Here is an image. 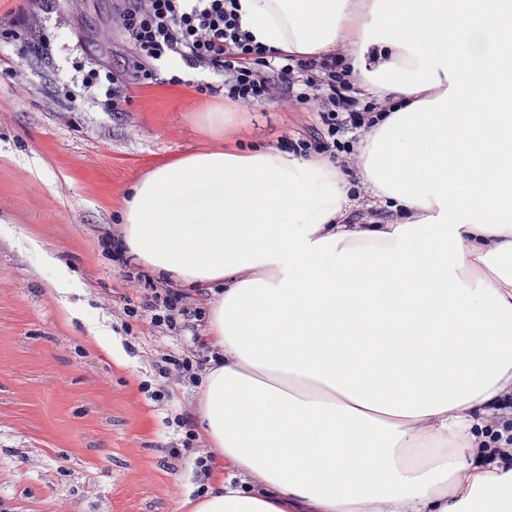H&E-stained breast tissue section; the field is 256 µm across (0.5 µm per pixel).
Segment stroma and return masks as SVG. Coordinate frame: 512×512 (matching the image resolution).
I'll return each instance as SVG.
<instances>
[{
  "mask_svg": "<svg viewBox=\"0 0 512 512\" xmlns=\"http://www.w3.org/2000/svg\"><path fill=\"white\" fill-rule=\"evenodd\" d=\"M121 0H0V512H178L200 487L173 456L196 413L197 388L163 377V357L213 350L204 325L164 336L123 313L146 284L105 243L119 233L128 190L153 167L209 150L277 148L311 125L319 104L278 95L225 98L220 76L177 58L137 64ZM90 70L133 80L112 111L82 83ZM180 82H171V75ZM228 112V121L208 118ZM68 266L69 301L55 269ZM121 337L111 359L88 326ZM29 248L30 252L38 262H45V263H51L56 268V285L58 288H56L60 292L69 293L76 291L77 283L72 275V273L69 271V269L56 260L55 258L51 257L49 254H47L45 251H43L40 246L35 242H29Z\"/></svg>",
  "mask_w": 512,
  "mask_h": 512,
  "instance_id": "stroma-1",
  "label": "stroma"
}]
</instances>
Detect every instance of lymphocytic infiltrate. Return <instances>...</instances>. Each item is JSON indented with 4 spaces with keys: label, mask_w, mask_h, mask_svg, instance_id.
I'll use <instances>...</instances> for the list:
<instances>
[{
    "label": "lymphocytic infiltrate",
    "mask_w": 512,
    "mask_h": 512,
    "mask_svg": "<svg viewBox=\"0 0 512 512\" xmlns=\"http://www.w3.org/2000/svg\"><path fill=\"white\" fill-rule=\"evenodd\" d=\"M125 35L136 56L149 61L179 57L189 68L207 69L224 79V95L263 105L282 94L295 101L319 99L317 121L306 135L289 143L298 156L338 159L349 152L354 134L374 127L393 103L366 102L355 96L349 67L336 55L295 58L267 49L243 29L238 0H124ZM127 316H145L155 330L176 334L201 321L203 312L179 288H152Z\"/></svg>",
    "instance_id": "1"
}]
</instances>
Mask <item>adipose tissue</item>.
<instances>
[{"mask_svg": "<svg viewBox=\"0 0 512 512\" xmlns=\"http://www.w3.org/2000/svg\"><path fill=\"white\" fill-rule=\"evenodd\" d=\"M238 5L394 102L357 176L396 218L352 223L335 162L270 148L134 186L118 252L214 294L197 414L228 474L191 512H512V468L472 457L512 391V0Z\"/></svg>", "mask_w": 512, "mask_h": 512, "instance_id": "1", "label": "adipose tissue"}]
</instances>
